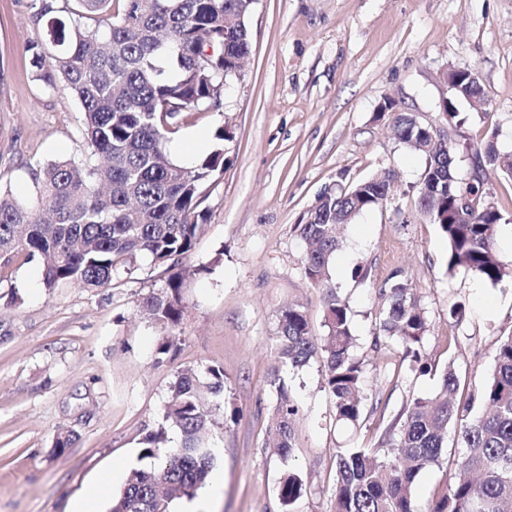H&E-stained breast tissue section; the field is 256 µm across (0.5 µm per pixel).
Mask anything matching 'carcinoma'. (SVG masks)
I'll use <instances>...</instances> for the list:
<instances>
[{"mask_svg": "<svg viewBox=\"0 0 512 512\" xmlns=\"http://www.w3.org/2000/svg\"><path fill=\"white\" fill-rule=\"evenodd\" d=\"M32 17L43 24L52 51L27 47L36 80L70 92L84 112L86 157L51 161L33 172L35 199L0 194V266L18 255L40 257L42 284L52 295L67 285L108 288L122 270L148 256L171 271L164 288L143 298L141 311L174 328L184 310L183 277L173 268L189 256L208 221L207 189L224 175V141L190 166L175 163L163 141L188 112L219 107L224 81L236 75L235 60L249 53L250 0H31ZM412 114L392 117L399 141L425 159L415 203L438 226L446 245L448 272L464 271L497 284L512 277L497 248L504 215L493 207L463 217L456 200L464 192L481 196L474 179L457 177L456 144L429 152L410 131ZM479 166H500L493 142L475 149ZM388 173L364 179L339 192L294 225L305 244L306 275L322 290L323 327L317 334L299 304L278 316L282 366L306 365L325 354L324 387L334 399L336 421L359 426L365 396L363 367L353 354L349 305L332 282L330 267L339 248V224H350L380 208ZM384 299L373 347H397L402 360L421 373L431 369L425 349L426 311L410 284L397 280L379 290ZM180 337L167 335L157 346L158 361L178 349ZM460 377L450 363L430 396H413L382 431L375 450L336 452L334 512H415L419 474L439 463L448 427L463 453L428 512H512V336L498 340L486 378L468 383L458 398ZM276 392L268 436L273 447L291 454L298 412L284 380ZM224 396V369H187L170 387L162 422L141 439V465L130 470L112 497L110 512H172L176 496L193 498L210 477L215 455L207 432ZM179 441L169 446L168 430ZM296 472L279 486L283 512L303 494Z\"/></svg>", "mask_w": 512, "mask_h": 512, "instance_id": "obj_1", "label": "carcinoma"}]
</instances>
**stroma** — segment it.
Returning a JSON list of instances; mask_svg holds the SVG:
<instances>
[{
  "label": "stroma",
  "mask_w": 512,
  "mask_h": 512,
  "mask_svg": "<svg viewBox=\"0 0 512 512\" xmlns=\"http://www.w3.org/2000/svg\"><path fill=\"white\" fill-rule=\"evenodd\" d=\"M27 0H0V191L32 194L31 173L48 161L82 158L83 110L65 91L36 81L27 45L42 38ZM250 54L219 108L190 113L165 149L179 164L206 156L227 129L224 176L204 202L209 219L182 266L185 310L173 333L176 355L157 361L165 329L139 302L168 277L150 258L106 289L67 287L47 295L39 259L0 271V512H69L95 484L111 492L137 465L140 441L162 420L182 370H224V411L208 443L224 478L216 512H281L282 476L306 489L294 512H333L336 451L374 448L409 396L435 392L442 370L483 374L497 340L512 335V279L493 285L446 267L437 225L414 206L423 157L399 143L385 101L440 127L441 81L466 68L488 103L457 99L464 142L495 141L512 153V0H255ZM397 198L348 224L331 267L350 305L354 354L364 369L363 426L337 423L323 384L324 358L277 371V315L305 306L313 329L322 294L305 273L294 231L321 193L383 171ZM369 270L367 281L354 277ZM408 278L426 311L425 343L434 368L420 374L400 351H373L381 286ZM461 303V323L448 307ZM280 372L299 407L289 457L267 448ZM71 436L64 449L57 437ZM460 454L448 438L439 464L416 481L414 506L428 512Z\"/></svg>",
  "instance_id": "35a3bbf8"
}]
</instances>
